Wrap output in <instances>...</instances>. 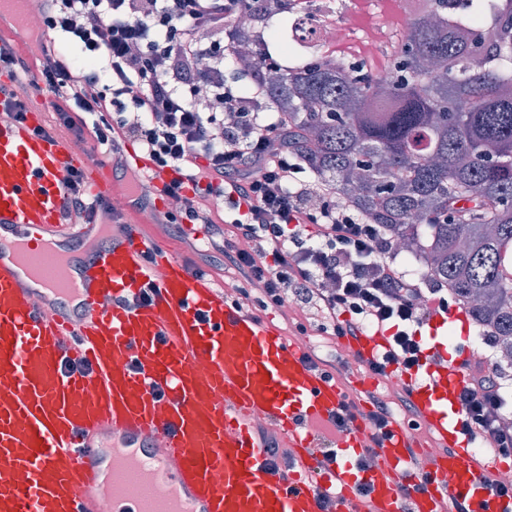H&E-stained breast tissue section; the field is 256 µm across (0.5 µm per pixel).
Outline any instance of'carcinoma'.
<instances>
[{
	"mask_svg": "<svg viewBox=\"0 0 512 512\" xmlns=\"http://www.w3.org/2000/svg\"><path fill=\"white\" fill-rule=\"evenodd\" d=\"M282 0L241 12L268 38ZM385 84L346 59L265 71L288 146L369 222L416 249L493 347L512 353V0H428ZM266 46L235 31L227 60Z\"/></svg>",
	"mask_w": 512,
	"mask_h": 512,
	"instance_id": "obj_1",
	"label": "carcinoma"
}]
</instances>
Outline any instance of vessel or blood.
<instances>
[{"label":"vessel or blood","mask_w":512,"mask_h":512,"mask_svg":"<svg viewBox=\"0 0 512 512\" xmlns=\"http://www.w3.org/2000/svg\"><path fill=\"white\" fill-rule=\"evenodd\" d=\"M22 0H0V29L21 27ZM40 114L0 125V512H321L334 488L336 512H512V499L485 489V464L460 439L455 396L466 372L437 336L464 318L461 306L429 325L435 342L421 374L395 378L411 389L426 427L449 451L436 457L425 491L403 497L418 448L393 423L372 466L357 469L367 429L355 422L320 480L307 450L308 423L344 399L335 381L303 359L266 318L239 307L157 240L122 230L102 238L96 224L62 219L67 168L86 164L74 140L36 134ZM148 303L138 298L145 287ZM381 334L350 343L369 359ZM71 362L86 371H71ZM274 425L297 466L276 470L255 428ZM166 447L159 479L167 495L145 498L119 475L113 451L147 461Z\"/></svg>","instance_id":"vessel-or-blood-1"}]
</instances>
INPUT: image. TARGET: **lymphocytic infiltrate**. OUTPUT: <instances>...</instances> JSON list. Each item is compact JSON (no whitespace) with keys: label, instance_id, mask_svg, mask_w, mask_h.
Returning <instances> with one entry per match:
<instances>
[{"label":"lymphocytic infiltrate","instance_id":"obj_1","mask_svg":"<svg viewBox=\"0 0 512 512\" xmlns=\"http://www.w3.org/2000/svg\"><path fill=\"white\" fill-rule=\"evenodd\" d=\"M235 0H43L41 26L59 34L53 47L24 55L0 39V68L29 76L0 92V109L25 120L29 90L47 95V108L65 132L111 160L139 212L151 210L144 175H128L127 143L139 145L157 169L174 177L162 192L172 209L159 223L182 231L200 225L204 237L185 262L192 274L222 261L249 311L295 306L313 310L317 329L334 340L381 332L387 345L366 371L420 370L418 330L447 312L448 291L428 275L410 276L395 262L393 242L381 225L340 205L325 182L306 177L301 156L288 146V118L270 121L263 107V75L247 74L244 93L224 73V35ZM217 108L201 111L198 88ZM62 204L69 224H98L111 200L92 197L82 170L66 175ZM220 207H213V200ZM457 395L460 427L480 437L491 455L512 456V428L498 417L506 401L493 362L467 364ZM367 413L341 404L330 419L336 433L365 418L369 444L358 461L368 468L389 435L396 410L416 416L409 388L392 396L365 392Z\"/></svg>","mask_w":512,"mask_h":512}]
</instances>
